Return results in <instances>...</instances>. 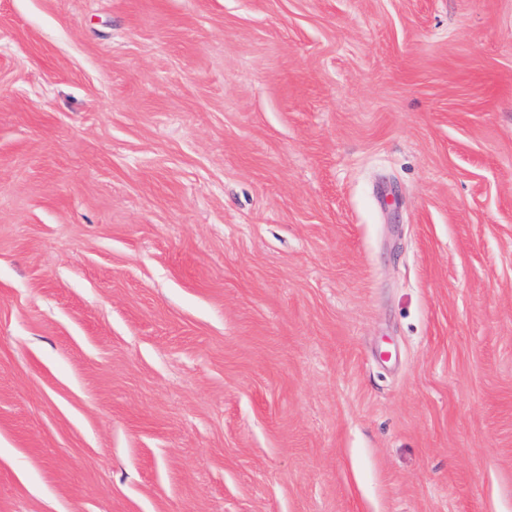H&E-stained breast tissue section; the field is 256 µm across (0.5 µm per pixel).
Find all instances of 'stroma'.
Segmentation results:
<instances>
[{"instance_id":"stroma-1","label":"stroma","mask_w":512,"mask_h":512,"mask_svg":"<svg viewBox=\"0 0 512 512\" xmlns=\"http://www.w3.org/2000/svg\"><path fill=\"white\" fill-rule=\"evenodd\" d=\"M0 512H512V0H0Z\"/></svg>"}]
</instances>
